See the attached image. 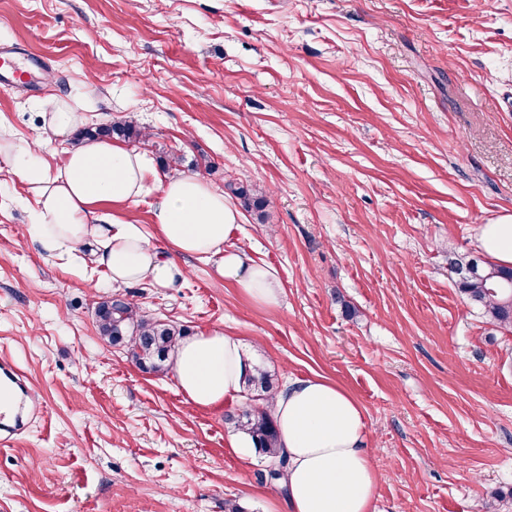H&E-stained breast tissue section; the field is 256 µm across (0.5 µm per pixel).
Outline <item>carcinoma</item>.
<instances>
[{
  "mask_svg": "<svg viewBox=\"0 0 512 512\" xmlns=\"http://www.w3.org/2000/svg\"><path fill=\"white\" fill-rule=\"evenodd\" d=\"M113 136L136 142L145 138L146 134L129 120L105 126H87L79 131L82 139ZM232 192L247 209L261 210L266 205L265 198L253 196L244 187L234 188ZM448 271L453 274L455 286L464 300L481 309L491 322L512 330V268L462 254L448 259ZM95 315L102 339L126 347L135 364L153 372L164 370L179 340L189 335L185 327L138 316L134 304L122 299L111 298L100 302ZM244 390L250 394L257 393L265 405L229 415L227 421L250 437L258 452L272 463L270 476L279 479L288 466V459L279 452L276 424L271 414L274 394L272 375L259 366L252 367L244 377Z\"/></svg>",
  "mask_w": 512,
  "mask_h": 512,
  "instance_id": "1",
  "label": "carcinoma"
}]
</instances>
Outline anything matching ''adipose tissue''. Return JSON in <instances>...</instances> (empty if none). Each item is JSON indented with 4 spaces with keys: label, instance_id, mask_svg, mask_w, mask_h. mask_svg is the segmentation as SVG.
Here are the masks:
<instances>
[{
    "label": "adipose tissue",
    "instance_id": "adipose-tissue-1",
    "mask_svg": "<svg viewBox=\"0 0 512 512\" xmlns=\"http://www.w3.org/2000/svg\"><path fill=\"white\" fill-rule=\"evenodd\" d=\"M43 109L45 126L60 141L85 122L83 113L55 96ZM0 161L35 196L28 234L49 253L76 252L95 241L110 287L146 282L175 288L187 274L179 258L195 256L260 305L274 307L282 299L271 269L228 247L239 213L201 177L157 181L144 153L116 141L83 142L55 165L41 141L1 143ZM151 191L157 242L139 225L98 211L104 203H135ZM251 368L242 340L218 330L183 337L172 360L179 390L202 407L233 401ZM272 414L288 458L287 512H374L378 477L365 446L367 424L348 392L320 375L298 378L276 391Z\"/></svg>",
    "mask_w": 512,
    "mask_h": 512
}]
</instances>
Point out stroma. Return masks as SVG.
Instances as JSON below:
<instances>
[{
    "label": "stroma",
    "instance_id": "1",
    "mask_svg": "<svg viewBox=\"0 0 512 512\" xmlns=\"http://www.w3.org/2000/svg\"><path fill=\"white\" fill-rule=\"evenodd\" d=\"M42 91L0 88V138L90 94L177 173L262 193L232 249L275 269L277 307L210 265L164 291L106 287L92 247L42 251L34 197L0 164V350L42 411L0 448V512H274L284 487L227 414L100 338L99 302L240 337L276 383L321 375L362 406L375 512H512V332L448 273L512 215V0H0V46ZM93 81H86V73Z\"/></svg>",
    "mask_w": 512,
    "mask_h": 512
}]
</instances>
